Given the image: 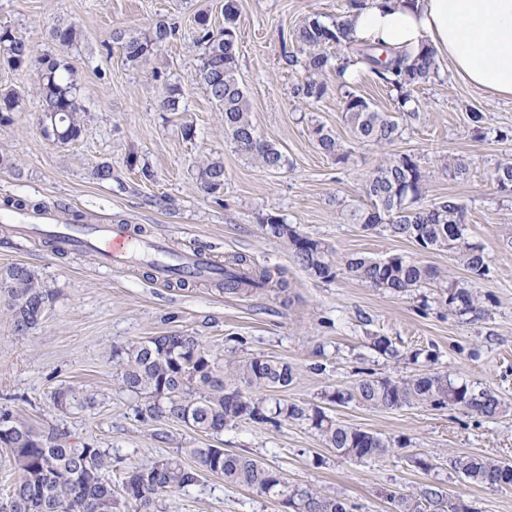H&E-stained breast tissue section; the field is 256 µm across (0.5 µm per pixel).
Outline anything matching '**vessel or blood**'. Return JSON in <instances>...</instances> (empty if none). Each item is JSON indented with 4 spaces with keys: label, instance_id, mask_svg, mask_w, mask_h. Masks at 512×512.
<instances>
[{
    "label": "vessel or blood",
    "instance_id": "1",
    "mask_svg": "<svg viewBox=\"0 0 512 512\" xmlns=\"http://www.w3.org/2000/svg\"><path fill=\"white\" fill-rule=\"evenodd\" d=\"M41 223L54 225L53 235L60 249L72 252H88L97 257L102 265L124 267L143 261L151 262L156 280H167L172 263L201 275L212 270L209 255L198 252L171 261L163 243L137 237L130 226L96 224H59L56 215L45 213Z\"/></svg>",
    "mask_w": 512,
    "mask_h": 512
}]
</instances>
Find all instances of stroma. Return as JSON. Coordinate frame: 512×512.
I'll return each mask as SVG.
<instances>
[{
    "mask_svg": "<svg viewBox=\"0 0 512 512\" xmlns=\"http://www.w3.org/2000/svg\"><path fill=\"white\" fill-rule=\"evenodd\" d=\"M224 0H0V28L27 38L36 54L64 60L73 72L84 108L81 137L59 144L44 137L31 91L35 66H0V89L22 98L11 123L0 126V204L61 206L88 224L125 223L166 238L185 253L204 250L216 263L237 255L287 280L289 300L274 294L233 297L215 281L198 279L178 288L156 284L148 268L103 266L88 253L60 255L39 236L23 238L0 227V268L23 263L33 269L53 301L27 335L12 331V316L0 301V410L36 432L66 429L75 443L110 449L109 478L121 489L135 467L184 448L213 445L262 460L289 485L316 488L346 499L354 512H395L389 496L420 495L436 484L450 503L467 512H512V490L469 483L451 466L454 457L482 455L512 461V195L491 181L497 163L512 159V100H502L452 78L448 60L418 85L414 114L400 118V136L388 148L355 142L342 111L344 91L390 112L398 93L361 67L348 89L328 72L327 92L313 104L293 95L306 76L289 65L292 33L308 17L331 22L347 0H238L237 77L260 136L285 156L282 169H263L224 133V115L196 80L202 49L195 17L207 13L224 24ZM179 32L146 65L126 64L112 47L121 28L151 32L157 20ZM73 26L72 45L59 47L46 33ZM181 89V109L159 107L168 86ZM482 112L474 124L472 112ZM321 124L336 134L345 158L324 155L311 134ZM414 155L426 175L422 204L452 195L464 206L470 242L490 256L486 276L473 277L458 253L420 250L383 229L366 231L350 212L367 207L363 181L385 153ZM461 156L464 177L441 170L444 159ZM224 164V187L213 195L200 188L199 170L209 160ZM109 162L112 180L99 182L96 165ZM150 168L154 180L141 179ZM276 215L301 235L329 242L339 255L420 259L451 280L464 281L481 300L480 319L450 314L426 304L435 289L394 296L338 272L329 282L308 274L287 243L264 233ZM195 332L214 355L275 356L295 370L290 386L268 392L271 400L316 406L347 425L382 437L389 452L368 460L336 456L306 421L280 426L240 423L220 434L197 433L172 421L143 422L139 398L123 391L112 349L166 332ZM375 336L387 337L397 357L379 353ZM420 370L440 371L458 383L488 387L505 401L486 420L453 408L411 405L396 410L337 405L328 392L355 383L361 372L393 380ZM75 389L91 405L72 413L58 409L54 394ZM428 459L424 472L413 457ZM157 512H287L280 499L226 485L207 474L198 486L158 500Z\"/></svg>",
    "mask_w": 512,
    "mask_h": 512,
    "instance_id": "stroma-1",
    "label": "stroma"
}]
</instances>
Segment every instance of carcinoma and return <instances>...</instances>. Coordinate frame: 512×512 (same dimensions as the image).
I'll use <instances>...</instances> for the list:
<instances>
[{"instance_id": "obj_1", "label": "carcinoma", "mask_w": 512, "mask_h": 512, "mask_svg": "<svg viewBox=\"0 0 512 512\" xmlns=\"http://www.w3.org/2000/svg\"><path fill=\"white\" fill-rule=\"evenodd\" d=\"M224 27L213 29L208 15L195 18L197 43L203 47L201 66L196 74L210 99L224 112V131L237 146L257 159L268 170L284 167L283 153L261 138L252 121L249 103L236 76L239 25L237 0H224ZM178 33V27L159 20L151 33L140 36L117 29L112 43L118 45L124 60L136 66ZM48 39L61 47L72 44L76 30L54 26ZM298 51L304 55L305 80L294 93L309 102L319 101L327 86L321 77L334 69L328 48H349L353 40L340 16L326 24L317 17L307 19L293 33ZM35 62L39 70L36 88L43 133L60 143L77 140L84 129V113L76 96L72 71L63 60L35 56L33 45L8 28H0V65L17 67ZM362 62L384 85L399 92L397 111L405 112L409 92L428 81L438 71L435 51L424 46L414 55L392 53L365 54ZM21 96L0 91V124L12 121L20 111ZM346 125L354 141L380 147L393 143L400 127L395 116L380 112L362 97L347 91L343 102ZM313 139L320 151L341 161V145L336 135L318 125ZM200 186L207 193L224 187V164L210 161L199 172ZM491 180L503 195H512V160L496 165ZM425 175L410 155L397 154L374 169L364 182L369 209L355 210L352 218L365 231L378 226L394 238L424 245L427 251L454 249L461 255L473 276H484L490 257L484 247L469 242L464 208L454 198L431 205L420 203ZM267 234L288 241L294 260L310 275L325 281L336 278L338 267L374 288L394 296H405L437 284L438 270L403 255L385 259L365 256L337 257L328 243L299 234L280 218L272 216L264 225ZM224 293L257 295L273 292L282 304L288 303V283L273 280L265 268H257L239 255L217 273ZM0 298L12 311L13 332L25 335L35 328L52 302V294L38 283L34 271L16 263L0 269ZM436 302L448 306L459 316L479 317L483 309L469 289L458 284L439 289ZM112 361L119 369L123 389L143 399L137 415L143 422L169 420L185 424L193 431L218 434L239 422L277 424L282 420H302L320 432L326 447L347 459H369L389 452L380 436L352 427L327 415L318 407L276 402L268 407L257 397L260 391L288 387L294 379L288 362L272 356L218 357L199 337L186 332L153 336L126 347L112 349ZM328 399L337 404L356 401L374 409H399L407 405L451 407L465 414L494 419L504 403L489 389H475L455 383L438 371H426L405 380L379 378L366 373L349 390L335 389ZM63 410L78 409L85 400L69 389L54 394ZM0 447L7 448L21 471L7 498L0 499V512H116L118 502L106 471L112 466L109 452L92 444L71 443L65 431L53 429L45 434L16 425L12 416L0 412ZM192 464L180 456H170L136 467L125 474L122 491L134 502L135 512H156L157 498L197 485L207 473L218 474L224 483L246 488L258 495L281 499L289 512H352L353 506L342 498L326 496L309 487L291 488L276 469L251 456L233 454L222 448H191ZM506 462L477 455L454 459L455 471L472 484L500 490L512 489V475L503 472ZM396 512H424L427 503L432 512H462L436 485L422 492V499L390 495Z\"/></svg>"}]
</instances>
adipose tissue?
<instances>
[{"label": "adipose tissue", "mask_w": 512, "mask_h": 512, "mask_svg": "<svg viewBox=\"0 0 512 512\" xmlns=\"http://www.w3.org/2000/svg\"><path fill=\"white\" fill-rule=\"evenodd\" d=\"M348 18L355 42L408 53L431 46L456 77L512 99V0H367Z\"/></svg>", "instance_id": "adipose-tissue-1"}]
</instances>
